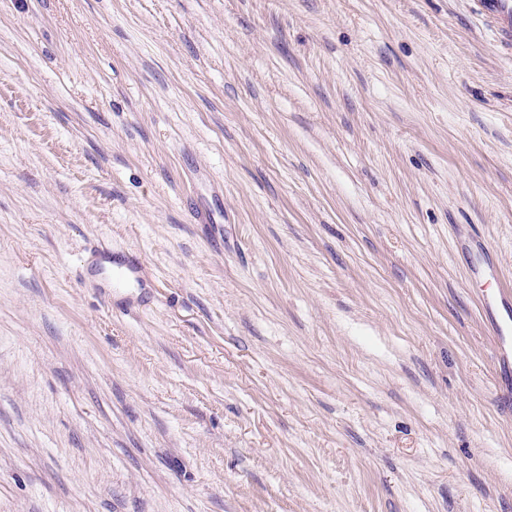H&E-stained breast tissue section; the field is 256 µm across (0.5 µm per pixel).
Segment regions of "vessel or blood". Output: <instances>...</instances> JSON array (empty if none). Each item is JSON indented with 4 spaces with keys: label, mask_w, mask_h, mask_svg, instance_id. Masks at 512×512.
Listing matches in <instances>:
<instances>
[{
    "label": "vessel or blood",
    "mask_w": 512,
    "mask_h": 512,
    "mask_svg": "<svg viewBox=\"0 0 512 512\" xmlns=\"http://www.w3.org/2000/svg\"><path fill=\"white\" fill-rule=\"evenodd\" d=\"M475 11L492 28L499 46L512 51V0H471ZM486 333L494 346L496 377L503 392L502 407L512 413V290L497 289L482 300Z\"/></svg>",
    "instance_id": "vessel-or-blood-1"
}]
</instances>
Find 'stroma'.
I'll return each mask as SVG.
<instances>
[{"label": "stroma", "instance_id": "stroma-1", "mask_svg": "<svg viewBox=\"0 0 512 512\" xmlns=\"http://www.w3.org/2000/svg\"><path fill=\"white\" fill-rule=\"evenodd\" d=\"M473 236L470 0H0V512H512Z\"/></svg>", "mask_w": 512, "mask_h": 512}]
</instances>
